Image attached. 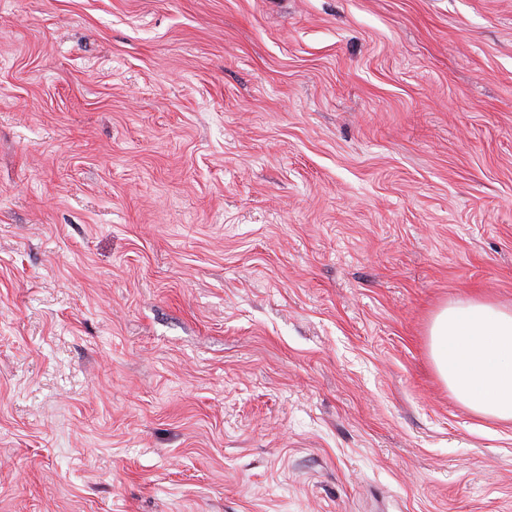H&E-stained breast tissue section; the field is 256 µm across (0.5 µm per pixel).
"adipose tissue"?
Segmentation results:
<instances>
[{
  "label": "adipose tissue",
  "instance_id": "obj_1",
  "mask_svg": "<svg viewBox=\"0 0 512 512\" xmlns=\"http://www.w3.org/2000/svg\"><path fill=\"white\" fill-rule=\"evenodd\" d=\"M435 368L474 415L512 422V308L478 298L442 307L428 331Z\"/></svg>",
  "mask_w": 512,
  "mask_h": 512
}]
</instances>
